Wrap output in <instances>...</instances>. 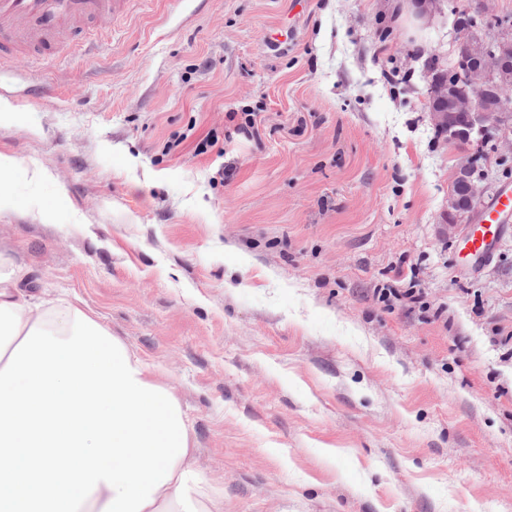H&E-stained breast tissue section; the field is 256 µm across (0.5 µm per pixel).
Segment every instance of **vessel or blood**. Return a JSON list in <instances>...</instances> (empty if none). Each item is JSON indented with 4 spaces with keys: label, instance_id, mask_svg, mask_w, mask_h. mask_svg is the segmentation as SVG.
Returning a JSON list of instances; mask_svg holds the SVG:
<instances>
[{
    "label": "vessel or blood",
    "instance_id": "vessel-or-blood-1",
    "mask_svg": "<svg viewBox=\"0 0 512 512\" xmlns=\"http://www.w3.org/2000/svg\"><path fill=\"white\" fill-rule=\"evenodd\" d=\"M136 0H0V65H25L39 52L53 50L85 32L90 22L106 23L127 13ZM512 215V189L488 201L482 219L466 239L472 260L490 257Z\"/></svg>",
    "mask_w": 512,
    "mask_h": 512
}]
</instances>
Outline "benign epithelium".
Instances as JSON below:
<instances>
[{
	"label": "benign epithelium",
	"instance_id": "benign-epithelium-1",
	"mask_svg": "<svg viewBox=\"0 0 512 512\" xmlns=\"http://www.w3.org/2000/svg\"><path fill=\"white\" fill-rule=\"evenodd\" d=\"M454 57L458 77L432 78L427 98L436 131L458 151L444 223L470 224L487 192L481 147L488 136L512 153V32L485 39L459 26Z\"/></svg>",
	"mask_w": 512,
	"mask_h": 512
}]
</instances>
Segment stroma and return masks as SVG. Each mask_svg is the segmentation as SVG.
<instances>
[{
	"mask_svg": "<svg viewBox=\"0 0 512 512\" xmlns=\"http://www.w3.org/2000/svg\"><path fill=\"white\" fill-rule=\"evenodd\" d=\"M451 4L146 0L0 73V152L67 196L0 207V275L144 361L224 512H512V229L469 270L424 106Z\"/></svg>",
	"mask_w": 512,
	"mask_h": 512,
	"instance_id": "1",
	"label": "stroma"
}]
</instances>
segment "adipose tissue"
<instances>
[{"label":"adipose tissue","mask_w":512,"mask_h":512,"mask_svg":"<svg viewBox=\"0 0 512 512\" xmlns=\"http://www.w3.org/2000/svg\"><path fill=\"white\" fill-rule=\"evenodd\" d=\"M49 183L0 153V187ZM0 276V512H224L193 466L175 396L111 332L67 301L43 313Z\"/></svg>","instance_id":"1"}]
</instances>
